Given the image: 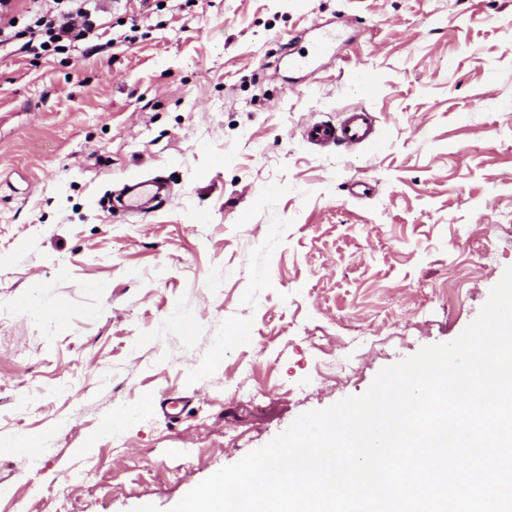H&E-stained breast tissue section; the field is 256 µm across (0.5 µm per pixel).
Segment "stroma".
Wrapping results in <instances>:
<instances>
[{"label":"stroma","mask_w":512,"mask_h":512,"mask_svg":"<svg viewBox=\"0 0 512 512\" xmlns=\"http://www.w3.org/2000/svg\"><path fill=\"white\" fill-rule=\"evenodd\" d=\"M150 2L53 56L19 13L0 48V512H170L456 339L512 265V0ZM361 101L374 143L303 140ZM165 194L166 189L160 183L131 181L125 187L122 206L132 210H148L154 207V203L162 201Z\"/></svg>","instance_id":"35a3bbf8"}]
</instances>
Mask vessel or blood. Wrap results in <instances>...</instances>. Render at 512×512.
Wrapping results in <instances>:
<instances>
[{
    "label": "vessel or blood",
    "instance_id": "vessel-or-blood-1",
    "mask_svg": "<svg viewBox=\"0 0 512 512\" xmlns=\"http://www.w3.org/2000/svg\"><path fill=\"white\" fill-rule=\"evenodd\" d=\"M304 138L321 147H336L348 151L373 142L376 138L375 118L362 104L350 108L339 121H311L303 127ZM166 189L159 183L133 181L126 185L123 206L132 210H147L163 200Z\"/></svg>",
    "mask_w": 512,
    "mask_h": 512
}]
</instances>
